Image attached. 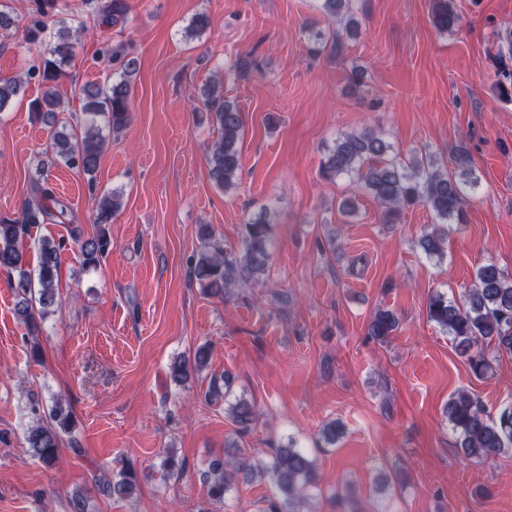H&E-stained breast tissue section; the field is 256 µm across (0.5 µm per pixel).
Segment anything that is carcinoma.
Segmentation results:
<instances>
[{
  "label": "carcinoma",
  "instance_id": "cac0c4a2",
  "mask_svg": "<svg viewBox=\"0 0 512 512\" xmlns=\"http://www.w3.org/2000/svg\"><path fill=\"white\" fill-rule=\"evenodd\" d=\"M33 19L29 40L35 42L46 33L44 18L57 10V0H33ZM320 12L327 18L342 22V30L333 34L313 33L317 51L336 50L342 38L355 39L360 32L355 0H318ZM125 0H111L102 9L103 22L115 25L125 20ZM432 24L442 32L455 29L460 16L453 0H434ZM77 33L66 21H58L55 31L49 33L52 44L49 56L42 61L45 90L36 107L42 117H52L60 105L58 85L60 65L67 62L75 49ZM112 62L121 70L120 79L106 86L90 84L84 90V125L81 133L54 138L52 150L55 160L81 169L87 175L96 172L104 151L106 139L95 118L103 117L112 130L128 123L131 112V85L129 76L136 61L115 51ZM20 82L0 80V110L16 96ZM209 121L218 127L220 137L212 143L208 154L209 176L217 187L229 189L240 170L241 146L244 134L243 114L238 105L224 97L223 85L214 84L202 92L200 106ZM391 150L373 130L346 134L337 139L320 162V175L327 180L349 177L387 209V222L398 220L401 212L415 204L426 205L438 220L425 234L419 245L428 256H439L448 235V225L463 220L464 208L470 192L476 187L469 160L457 158V172L448 176V170L431 154L405 162L389 156ZM120 206L116 193L99 197L95 223L96 234L82 240L80 250L83 265L95 269L110 251L112 242L106 225ZM69 217V208L56 199L46 184H36L32 196L25 200L14 218L0 216V269L14 274L10 288L16 296L15 314L28 334L41 331L42 324L56 304L55 284L59 272V255L67 246L65 240L43 238L38 243V265L30 268L25 238L37 224ZM201 249L192 266V274L199 284L212 294H224L238 281H245L264 272L271 258V224L264 215L245 223L242 250L224 249L212 227H198ZM427 317L451 338L458 353L465 357L477 377L491 368V360L482 345H493L497 353L512 355V276L490 264L476 271L475 281L461 304L443 294L433 295L427 303ZM398 324L397 317L388 310L376 313L369 324V334L382 341ZM209 358L207 346L198 347L189 357H181L170 365V376L176 382L187 380L202 372ZM445 414L451 429L458 433L459 446L467 458L487 459L512 454V404L504 407L494 418L483 417L482 409L469 393L461 391L448 399ZM228 415L241 434L247 433L256 418V412L245 399L229 404ZM70 411L61 402L54 403L46 420L31 426L26 434L27 447L45 467H54L59 460L60 432L68 429ZM249 480L256 476L269 479L274 485V498L263 512H304L306 491L314 487L318 477L314 462L302 448L288 445L277 448L266 461L250 462L247 456L234 461H213L210 469L209 495L223 502L238 476ZM109 496L126 497L134 489L133 478L125 473L118 479L98 482Z\"/></svg>",
  "mask_w": 512,
  "mask_h": 512
}]
</instances>
